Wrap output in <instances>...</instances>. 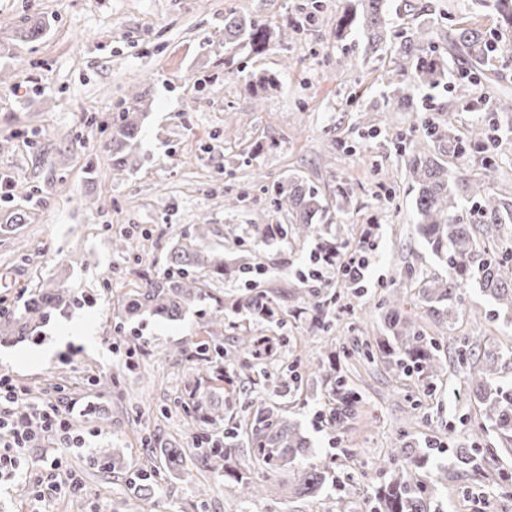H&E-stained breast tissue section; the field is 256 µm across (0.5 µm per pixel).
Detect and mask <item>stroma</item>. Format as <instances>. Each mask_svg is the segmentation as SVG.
Listing matches in <instances>:
<instances>
[{"label":"stroma","instance_id":"obj_1","mask_svg":"<svg viewBox=\"0 0 512 512\" xmlns=\"http://www.w3.org/2000/svg\"><path fill=\"white\" fill-rule=\"evenodd\" d=\"M339 0H323L317 22L307 0H0V24L35 15L46 32L13 42L0 53V175L12 183L0 194V299L20 313L33 287L47 284L71 293L31 336L0 337V372L30 392L33 405L57 393L67 398L72 435L82 445L62 450L54 441L28 449L14 479L0 484V512H197L198 492L209 488L206 512H236L230 485L197 463L168 475L154 460L157 493L152 502L134 497V479L152 438L190 447L202 424L189 418L183 401L195 359L165 360L168 352L203 337L216 300L225 324L284 336L285 363L327 358L331 348L386 336L379 301L400 287L407 268L446 274L416 231L415 191L393 141L420 135L424 117L449 114L459 134L481 124L487 140L466 143L462 164L488 175L505 209H512V55L497 53L474 79L468 65L448 61V87L435 91L431 110L401 109L387 95L384 56H370L354 38L332 41ZM236 12L272 24L293 21L298 31L287 46L263 53L224 42V16ZM276 73L277 90L252 89L253 73ZM143 101L147 115L137 137L138 161L115 176L108 143L121 112ZM299 175L327 202L331 227L344 249L374 225L377 249L362 289L331 280L341 306L327 329L310 331L293 309L306 300L308 270L320 237L257 242L254 224H283L264 186ZM89 197L102 209L88 208ZM236 206H225V199ZM210 226L206 246L224 250L261 269L255 282L278 291L281 320L260 322L233 309L248 291L242 279H212L210 300L184 319L153 316L118 324L115 309L135 271L163 267V251L194 225ZM127 234L133 250L118 257L115 234ZM465 313L452 328L422 324L441 340V374L435 390L422 393L395 379L382 362L347 363L361 394L358 417L343 434L317 427L315 414L328 395L320 378L304 376L300 389L235 384V395L253 404L286 406L331 478L318 497L254 501L250 512H330L344 495L352 512H365L383 481L373 462L396 451L397 429L430 448L448 470V488L434 512H512V497L493 495L499 469L512 471V455L474 477L455 465L457 448L491 447L465 425L476 415L468 375L455 362L457 337L474 336L494 346L512 340V312L485 297L476 283L463 292ZM101 448L123 451L121 467L97 462ZM77 480L76 488L30 495L33 483H51L52 462Z\"/></svg>","mask_w":512,"mask_h":512}]
</instances>
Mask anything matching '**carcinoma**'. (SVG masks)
Masks as SVG:
<instances>
[{"label":"carcinoma","mask_w":512,"mask_h":512,"mask_svg":"<svg viewBox=\"0 0 512 512\" xmlns=\"http://www.w3.org/2000/svg\"><path fill=\"white\" fill-rule=\"evenodd\" d=\"M487 7L501 21L512 26V0H486ZM340 15L336 23V37L360 36L366 42V51L392 55L395 67L382 75L387 85L399 92L397 103L404 109L414 105L413 86L437 89L448 85V59L452 53L474 63L485 61L492 54L489 41L492 31L466 17L453 27H442L435 34L418 25L405 30V37L392 42L393 20L406 24L428 11V6L416 0H402L391 9L389 0H340ZM11 39L28 41L38 38L44 24L38 20L26 27H11ZM294 29L282 25L271 26L252 16L229 14L224 17V42L246 43L261 53L273 42H287ZM139 112H124L120 121L112 125L109 151L112 169L120 174L133 167L139 127ZM451 117L425 121L424 137L408 143L397 141L406 175L416 190L414 206L418 215V232L437 261L448 267V276H414L413 269L405 278L416 282L420 305L440 323L455 324L459 320L464 285L477 282L486 296L500 305L512 307V265L495 258L474 264V256L493 249L476 236L475 225L464 216L458 191L470 190L473 203L481 215L497 217L499 199L482 177H470L462 170L449 166L445 158L462 154L464 140L453 134ZM271 202L279 211L288 213L289 226L282 224H253L251 234L263 241L293 233L310 238L319 233L318 224L327 219L328 208L318 192L293 177L272 185ZM210 225L196 224L191 233L171 243L165 250L164 272L137 271V282L121 299L117 317L126 322L142 315H152L178 321L187 311L212 297L202 276L222 279L226 275L248 273L247 262H226L224 252L201 246L207 238ZM337 294L313 291L301 312L308 316L312 327L322 329ZM64 291L43 289L32 293L25 314L0 316V333L7 336L15 331L23 336L33 332L35 323L45 320L52 311L64 305ZM409 299L399 289L389 291L380 304L390 336L376 344L366 340L348 352L367 361L381 356L393 374L409 378L414 384L428 389L440 375V343L425 333L406 311ZM274 293L267 288H251L246 296L233 302L232 307L245 309L259 319L275 316ZM211 326L215 327L207 340L193 342L182 348L179 355L191 354L197 358L199 375L189 387L184 406L190 417L211 429L204 441L192 448L160 447L168 471L182 470L184 461L191 458L212 472H224L235 488L236 499L249 505L257 499L273 494L269 482H279L290 497L316 498L327 481L329 470L324 463L306 459L307 442L288 414L276 405L257 408L244 401L236 403L233 395L224 392V366L231 364L243 372L255 385V372L262 380L270 377L280 380L298 378L301 363L283 366L277 358L278 347L287 343V337L256 336L248 328L233 337L234 348L224 347V337L217 328L224 326V305L214 307ZM459 365L466 368L469 377V396L478 407L473 434L490 432L495 450L512 454V390L505 391L496 379L500 371L512 369V347L484 351L479 342L466 339L456 355ZM328 386L330 426L344 430L357 416L360 396L350 387L347 377L336 370L326 376ZM247 440L251 448L252 468L239 470L232 462L238 448L237 437ZM488 460L472 448H460L456 464L479 475ZM427 463L420 449L405 442L397 455H381L377 469L388 475L371 496L373 512H431L433 502L447 487L448 475L437 474L423 480L418 472Z\"/></svg>","instance_id":"1"}]
</instances>
